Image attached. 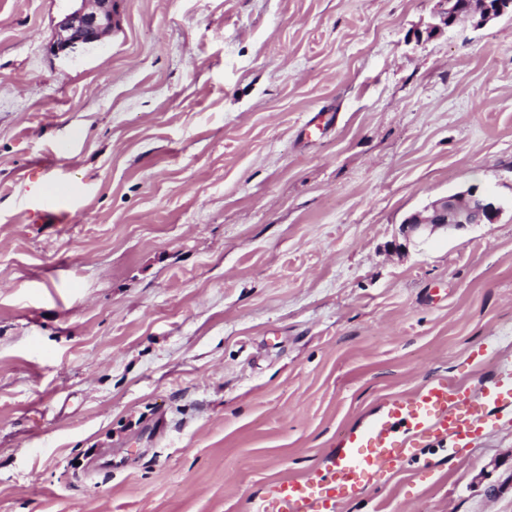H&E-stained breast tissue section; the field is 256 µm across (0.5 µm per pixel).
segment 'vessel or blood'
<instances>
[{
	"label": "vessel or blood",
	"instance_id": "b4317fda",
	"mask_svg": "<svg viewBox=\"0 0 512 512\" xmlns=\"http://www.w3.org/2000/svg\"><path fill=\"white\" fill-rule=\"evenodd\" d=\"M505 410H512V364L500 369L493 386L477 392L438 380L391 398L322 468L288 479L274 497L260 499L254 512H325L356 497L380 472L400 466L424 443L448 438L466 447L493 414Z\"/></svg>",
	"mask_w": 512,
	"mask_h": 512
}]
</instances>
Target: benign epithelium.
Masks as SVG:
<instances>
[{
  "label": "benign epithelium",
  "mask_w": 512,
  "mask_h": 512,
  "mask_svg": "<svg viewBox=\"0 0 512 512\" xmlns=\"http://www.w3.org/2000/svg\"><path fill=\"white\" fill-rule=\"evenodd\" d=\"M79 8L64 16L58 24L51 52L67 56L79 45L100 41L116 24L117 0H79ZM507 10L501 2L488 9L472 11L468 18L483 26ZM500 206L493 195L476 186L434 199L422 210L408 216L402 225L405 238L433 233L438 229H461L468 224L496 221Z\"/></svg>",
  "instance_id": "obj_1"
}]
</instances>
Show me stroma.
Masks as SVG:
<instances>
[{
    "mask_svg": "<svg viewBox=\"0 0 512 512\" xmlns=\"http://www.w3.org/2000/svg\"><path fill=\"white\" fill-rule=\"evenodd\" d=\"M0 0V512H251L512 359V12ZM327 114L323 130L310 117ZM494 223L404 238L431 200ZM335 512H512V413ZM79 8L64 16L58 24L51 52L67 56L78 45L99 42L116 24L117 0H75ZM500 206L493 195L471 186L465 191L442 196L421 211L408 216L402 225L404 237L433 233L438 229H461L468 224L494 223Z\"/></svg>",
    "mask_w": 512,
    "mask_h": 512,
    "instance_id": "obj_1",
    "label": "stroma"
}]
</instances>
